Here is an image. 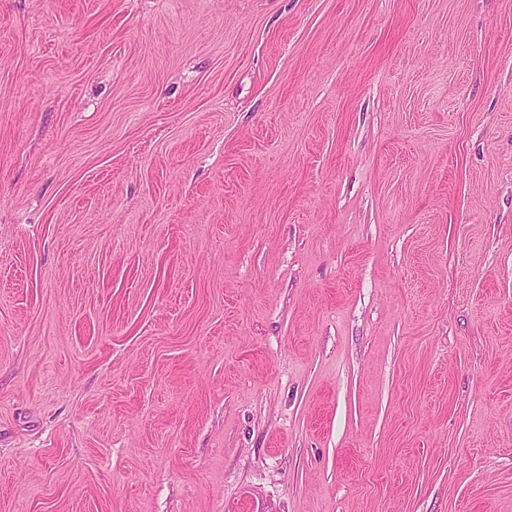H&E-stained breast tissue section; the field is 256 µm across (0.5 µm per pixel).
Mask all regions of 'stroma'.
Masks as SVG:
<instances>
[{
    "label": "stroma",
    "mask_w": 512,
    "mask_h": 512,
    "mask_svg": "<svg viewBox=\"0 0 512 512\" xmlns=\"http://www.w3.org/2000/svg\"><path fill=\"white\" fill-rule=\"evenodd\" d=\"M0 512H512V0H0Z\"/></svg>",
    "instance_id": "35a3bbf8"
}]
</instances>
